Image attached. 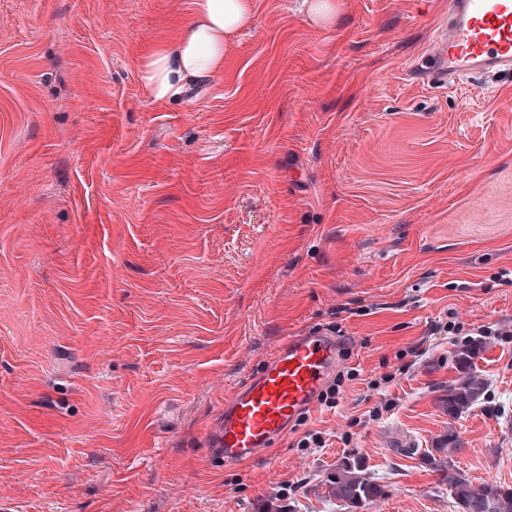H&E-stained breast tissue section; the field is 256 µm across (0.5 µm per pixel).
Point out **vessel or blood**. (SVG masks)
<instances>
[{
  "mask_svg": "<svg viewBox=\"0 0 512 512\" xmlns=\"http://www.w3.org/2000/svg\"><path fill=\"white\" fill-rule=\"evenodd\" d=\"M428 81L453 86L471 73L512 77V0H448L436 47L417 64ZM340 361L336 337L288 338L246 384L224 397L222 420L209 431L214 456L241 462L271 448L304 414Z\"/></svg>",
  "mask_w": 512,
  "mask_h": 512,
  "instance_id": "vessel-or-blood-1",
  "label": "vessel or blood"
}]
</instances>
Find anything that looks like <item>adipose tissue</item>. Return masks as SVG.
Here are the masks:
<instances>
[{"label": "adipose tissue", "instance_id": "adipose-tissue-1", "mask_svg": "<svg viewBox=\"0 0 512 512\" xmlns=\"http://www.w3.org/2000/svg\"><path fill=\"white\" fill-rule=\"evenodd\" d=\"M192 6L193 20L185 36L142 65V82L156 102H168L190 81L223 71L231 39L254 17L252 0H193Z\"/></svg>", "mask_w": 512, "mask_h": 512}]
</instances>
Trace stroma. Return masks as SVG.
I'll list each match as a JSON object with an SVG mask.
<instances>
[{"label": "stroma", "mask_w": 512, "mask_h": 512, "mask_svg": "<svg viewBox=\"0 0 512 512\" xmlns=\"http://www.w3.org/2000/svg\"><path fill=\"white\" fill-rule=\"evenodd\" d=\"M329 2L254 0L161 104L140 67L192 0H0V512H345L354 457L355 512H458L431 448L512 486V81L413 77L448 0ZM316 330L335 405L213 457L225 394ZM475 350L467 347L457 354V383L448 387V415L454 416L469 408L484 393L482 380L471 370V358ZM329 487L331 495L344 502L348 508L355 507L377 493V489L355 459L336 470V475L329 479Z\"/></svg>", "instance_id": "35a3bbf8"}]
</instances>
